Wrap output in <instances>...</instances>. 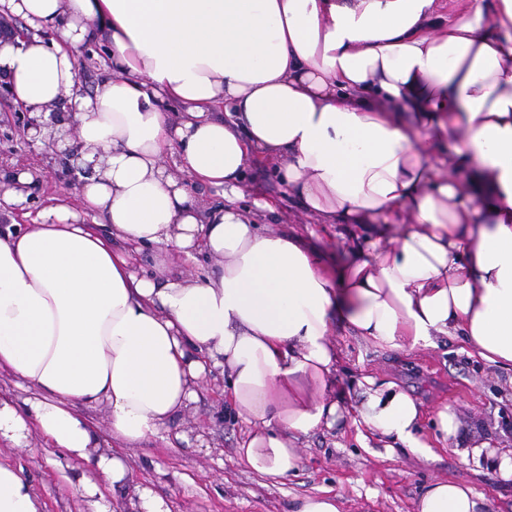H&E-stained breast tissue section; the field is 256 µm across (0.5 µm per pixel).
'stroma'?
<instances>
[{
    "mask_svg": "<svg viewBox=\"0 0 512 512\" xmlns=\"http://www.w3.org/2000/svg\"><path fill=\"white\" fill-rule=\"evenodd\" d=\"M13 100H0V174L28 170L34 184H16V197L0 198V228L30 224L65 202L75 204L79 178L65 156L23 137L14 124ZM242 205L273 199L275 211L263 212L268 229L302 236L317 233L324 248L336 252L341 238L315 224L300 201L289 193L262 160L248 162ZM333 341L336 397L341 416L297 442L302 465L284 479L251 471L238 453L250 425L224 401V377L208 374L198 400L177 414L161 434L126 449L131 470L127 484L108 490L112 512H139L138 490L152 489L170 512H293L300 497L330 492L342 512H415L420 491L436 480L465 482L482 495L487 512H512V482H503L496 458L512 449V372L488 365L468 353L460 341L443 338L436 346L391 350L337 328ZM394 382L411 394L422 411L420 434L433 444L421 457L402 445L387 447L377 434L357 427L354 407L364 378ZM451 406L461 427L458 442H436L437 410ZM489 443L482 463L463 462L458 448ZM0 456L12 459L28 476L43 503L42 512H89L75 483L79 470L63 481L52 465L53 450L42 440L17 449L0 445Z\"/></svg>",
    "mask_w": 512,
    "mask_h": 512,
    "instance_id": "1",
    "label": "stroma"
}]
</instances>
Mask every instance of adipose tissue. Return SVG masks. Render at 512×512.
<instances>
[{
	"instance_id": "obj_1",
	"label": "adipose tissue",
	"mask_w": 512,
	"mask_h": 512,
	"mask_svg": "<svg viewBox=\"0 0 512 512\" xmlns=\"http://www.w3.org/2000/svg\"><path fill=\"white\" fill-rule=\"evenodd\" d=\"M0 16L33 30L0 38V76L33 114L68 104L74 137L40 136L77 145L92 167L77 194L99 219L60 205L0 236V371L37 390L0 397V442L44 438L63 472L89 461L91 512H111L106 491L130 468L75 405H107L113 438L133 446L223 367L252 425L242 459L285 478L302 464L294 437L339 416L337 325L391 349L458 337L512 370V0H0ZM94 42L105 70L83 95L77 57ZM252 156L342 229L343 256L261 227L241 204ZM190 180L221 202L195 200ZM145 245L159 252L141 275ZM174 254L215 264L183 278ZM356 410L431 455L420 405L395 383L368 381ZM483 505L438 480L415 509ZM0 512H41L2 458Z\"/></svg>"
}]
</instances>
